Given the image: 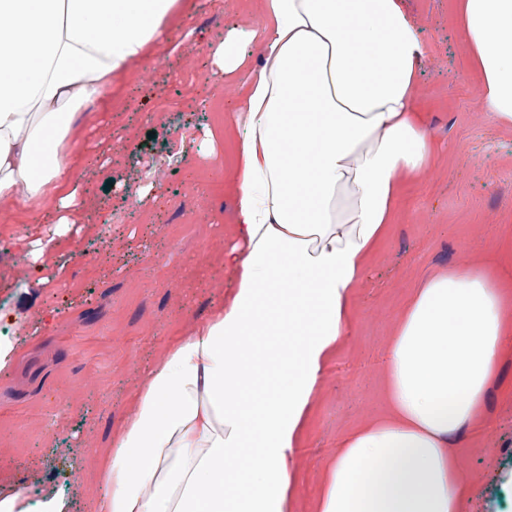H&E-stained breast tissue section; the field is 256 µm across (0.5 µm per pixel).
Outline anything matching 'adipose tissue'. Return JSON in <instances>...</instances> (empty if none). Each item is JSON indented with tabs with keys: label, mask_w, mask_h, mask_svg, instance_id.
Wrapping results in <instances>:
<instances>
[{
	"label": "adipose tissue",
	"mask_w": 512,
	"mask_h": 512,
	"mask_svg": "<svg viewBox=\"0 0 512 512\" xmlns=\"http://www.w3.org/2000/svg\"><path fill=\"white\" fill-rule=\"evenodd\" d=\"M178 0H0V197L69 172L76 110L166 29ZM271 22L236 109L235 291L149 368L96 512H288V462L349 325L364 261L428 164L424 57L402 0H263ZM486 112L512 122V0H463ZM37 100L65 103L36 112ZM512 334V243L407 300L385 412L338 445L318 512H458L455 450L485 418ZM253 461L249 477L243 462Z\"/></svg>",
	"instance_id": "adipose-tissue-1"
}]
</instances>
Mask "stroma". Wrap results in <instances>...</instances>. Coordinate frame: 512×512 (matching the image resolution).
<instances>
[{
  "mask_svg": "<svg viewBox=\"0 0 512 512\" xmlns=\"http://www.w3.org/2000/svg\"><path fill=\"white\" fill-rule=\"evenodd\" d=\"M179 3L171 24L187 38L152 40L68 127L60 191L76 200L67 227L57 226L53 201L0 197V240L12 246L0 254V306L18 314L0 325L13 345L0 366V464L15 469L0 472V501H13V512L59 494L64 512H94L112 440L148 368L232 296V109L259 45L247 44L243 66L218 81L207 73L208 45L232 29L261 32L269 16L261 0ZM456 4L404 0L425 46L419 93L434 151L351 290V327L288 463L289 512H316L340 441L381 415L386 351L413 288L512 239V125L484 110ZM497 373L485 422L456 451L467 489L459 512H512V335Z\"/></svg>",
  "mask_w": 512,
  "mask_h": 512,
  "instance_id": "35a3bbf8",
  "label": "stroma"
}]
</instances>
